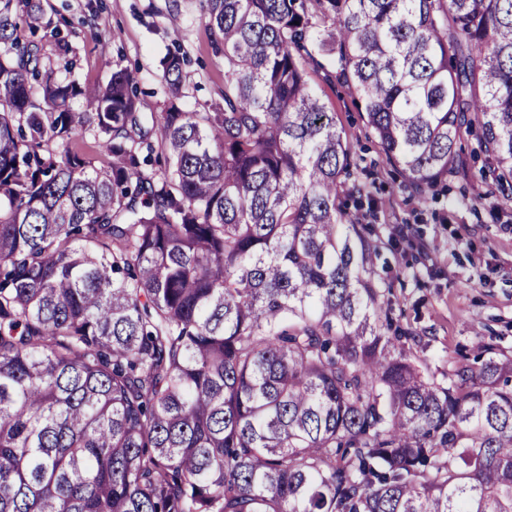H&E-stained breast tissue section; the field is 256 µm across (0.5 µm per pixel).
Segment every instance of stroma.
Wrapping results in <instances>:
<instances>
[{
    "label": "stroma",
    "mask_w": 512,
    "mask_h": 512,
    "mask_svg": "<svg viewBox=\"0 0 512 512\" xmlns=\"http://www.w3.org/2000/svg\"><path fill=\"white\" fill-rule=\"evenodd\" d=\"M38 8L43 62L55 61L49 32L59 27L84 86H106L112 71H135L141 111H161L168 93L160 59L185 54L183 102L207 112L221 102L224 55L203 18L201 0H31ZM308 80L354 153L352 177L370 193L360 209L378 237V267L395 322L411 338L405 349L425 372L441 375L448 361L472 356L476 344L512 355V203L493 183L453 170L433 195L418 198L402 186L378 139L366 127L346 87L330 68Z\"/></svg>",
    "instance_id": "stroma-1"
}]
</instances>
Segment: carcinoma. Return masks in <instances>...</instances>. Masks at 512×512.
Segmentation results:
<instances>
[{"label":"carcinoma","mask_w":512,"mask_h":512,"mask_svg":"<svg viewBox=\"0 0 512 512\" xmlns=\"http://www.w3.org/2000/svg\"><path fill=\"white\" fill-rule=\"evenodd\" d=\"M203 2L224 104L184 109L174 54L147 115L0 0V512H512V357L439 380L392 334L307 72L419 196L465 131L512 202V0Z\"/></svg>","instance_id":"carcinoma-1"}]
</instances>
